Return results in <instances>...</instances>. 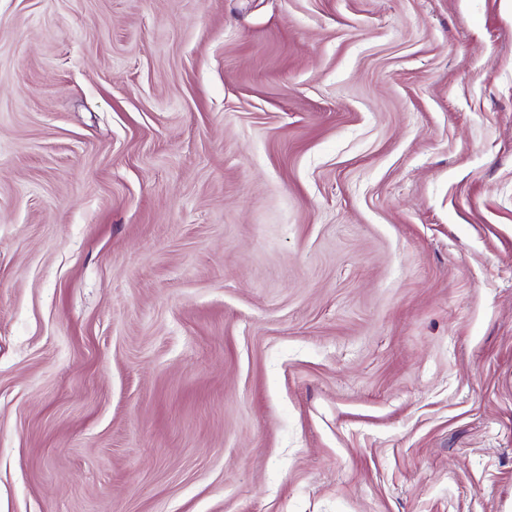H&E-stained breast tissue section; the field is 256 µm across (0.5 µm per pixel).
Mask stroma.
Segmentation results:
<instances>
[{
  "mask_svg": "<svg viewBox=\"0 0 512 512\" xmlns=\"http://www.w3.org/2000/svg\"><path fill=\"white\" fill-rule=\"evenodd\" d=\"M0 512H512V0H0Z\"/></svg>",
  "mask_w": 512,
  "mask_h": 512,
  "instance_id": "35a3bbf8",
  "label": "stroma"
}]
</instances>
